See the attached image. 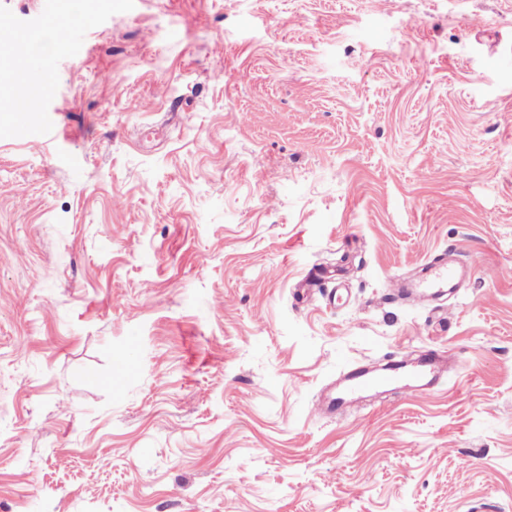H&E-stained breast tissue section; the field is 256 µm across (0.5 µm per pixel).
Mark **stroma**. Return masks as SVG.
Segmentation results:
<instances>
[{
  "mask_svg": "<svg viewBox=\"0 0 512 512\" xmlns=\"http://www.w3.org/2000/svg\"><path fill=\"white\" fill-rule=\"evenodd\" d=\"M39 2L0 0V512H512V0ZM442 253L441 308L387 301ZM401 348L458 370L315 414Z\"/></svg>",
  "mask_w": 512,
  "mask_h": 512,
  "instance_id": "obj_1",
  "label": "stroma"
}]
</instances>
